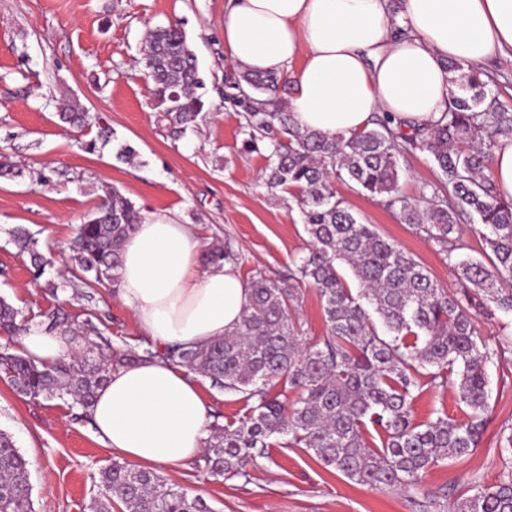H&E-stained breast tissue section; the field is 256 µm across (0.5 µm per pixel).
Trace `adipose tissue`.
<instances>
[{
	"label": "adipose tissue",
	"instance_id": "adipose-tissue-1",
	"mask_svg": "<svg viewBox=\"0 0 512 512\" xmlns=\"http://www.w3.org/2000/svg\"><path fill=\"white\" fill-rule=\"evenodd\" d=\"M224 45L241 69L290 76L287 106L297 127L327 137L366 128L373 113L411 125L447 106L449 60L480 63L512 52V0H226ZM194 227L178 214L145 215L126 238L118 298L152 342L200 345L232 330L248 291L232 264L199 266ZM26 355L51 364L67 342L38 326ZM106 448L138 467L196 459L208 410L194 379L159 359L112 372L92 411Z\"/></svg>",
	"mask_w": 512,
	"mask_h": 512
}]
</instances>
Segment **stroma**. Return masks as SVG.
<instances>
[{"instance_id":"35a3bbf8","label":"stroma","mask_w":512,"mask_h":512,"mask_svg":"<svg viewBox=\"0 0 512 512\" xmlns=\"http://www.w3.org/2000/svg\"><path fill=\"white\" fill-rule=\"evenodd\" d=\"M172 22L181 25L198 58L208 111L198 129L177 141L156 119L143 60L148 30ZM238 73L224 49V0H0V153L23 171L0 180V296L27 316L58 307L92 311L113 344L146 347L147 337L115 288L50 293L10 240L12 229L26 228L50 251L48 276L56 278L71 265L78 225L107 188L143 212H178L193 225L201 247L230 244L240 256V277L254 269L274 280L286 276L309 239L296 197L268 191L263 183L266 151L241 149L240 112L224 97ZM65 93L100 113L117 141L136 148L138 160L120 161L109 147L82 150L81 132L63 127L56 116ZM400 166V189L414 199L440 177L426 153L407 154ZM334 188L363 223L412 253L440 286L457 288L445 252L424 232L399 223L348 184L338 181ZM489 378L487 422L477 447L432 467L427 491L448 486L461 494L512 480V453L504 449L512 434V350L490 366ZM413 416L419 422L464 420L455 382L416 392ZM0 430L29 462L36 512H95L104 499L99 473L114 455L80 409L18 395L0 379ZM246 471L216 480L197 459L160 474L203 498L213 512H420L407 494L366 489L300 448L266 449Z\"/></svg>"}]
</instances>
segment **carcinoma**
<instances>
[{
  "label": "carcinoma",
  "mask_w": 512,
  "mask_h": 512,
  "mask_svg": "<svg viewBox=\"0 0 512 512\" xmlns=\"http://www.w3.org/2000/svg\"><path fill=\"white\" fill-rule=\"evenodd\" d=\"M144 60L160 120L178 139L206 114L198 93L204 80L183 29L170 24L150 30ZM448 70L461 72L458 91L424 128L404 133L397 118L384 112L372 127L336 139L294 124L279 95L282 76L243 72L234 96L244 120L243 148L254 151L265 143L266 185L299 194L309 248L295 262V274L277 284L260 271L251 273L240 323L223 337L190 348L115 347L90 311L45 313L38 326L64 337L69 354L46 364L6 344L0 347V374L25 397L57 398L89 413L112 372L157 357L245 402L237 420L211 427L203 458L211 477L245 474L256 455L278 443L305 449L362 487L420 494L429 469L478 445L488 409L489 367L512 344L486 342L471 318L473 309L512 313V198L499 193L483 165L488 149L512 140V116L487 74L464 70L462 61L450 62ZM57 116L85 135L80 145L86 151L114 140L98 114L71 98L60 100ZM417 151L433 157L442 180L431 196L412 201L399 189L400 158ZM335 180L380 198L400 223L438 243L456 272L457 291L441 288L412 254L375 225L362 223L337 195ZM463 219L478 225L490 253L458 255ZM141 220L132 202L115 190L107 194L78 226L70 276L61 285L117 287L122 244ZM11 241L28 255L32 274L40 279L52 261L38 240L18 227ZM202 260L211 265L236 257L229 247L215 246ZM339 261L348 265L358 289L349 286ZM61 285L45 281L53 293ZM304 285L316 290L326 323L325 336L312 342L302 340L293 315ZM18 316V309L0 297V332L12 337L29 329L17 323ZM453 374L467 419L415 423L414 393L426 383L443 387ZM278 385L295 398L288 403L271 395ZM372 432L379 443L367 441ZM99 480L106 493L99 512H110L114 501L126 512H213L206 501L168 485L160 475L119 460L103 469ZM424 497L433 512H512V480L477 485L468 496L445 486ZM0 512H34L27 461L2 431Z\"/></svg>",
  "instance_id": "cac0c4a2"
}]
</instances>
